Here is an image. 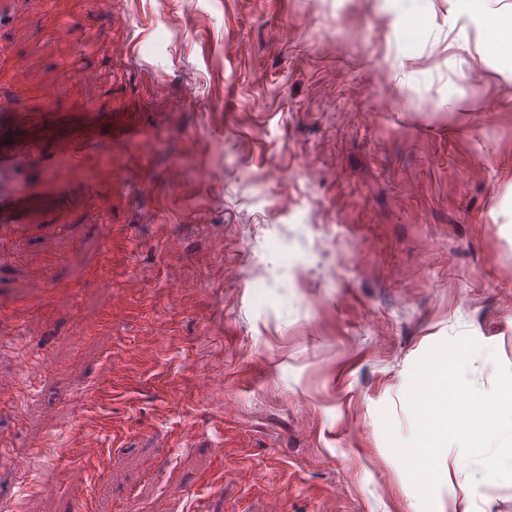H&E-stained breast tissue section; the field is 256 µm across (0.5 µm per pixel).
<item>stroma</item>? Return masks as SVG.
<instances>
[{
    "instance_id": "obj_1",
    "label": "stroma",
    "mask_w": 512,
    "mask_h": 512,
    "mask_svg": "<svg viewBox=\"0 0 512 512\" xmlns=\"http://www.w3.org/2000/svg\"><path fill=\"white\" fill-rule=\"evenodd\" d=\"M0 96L47 152L112 142L20 184L0 512H422L381 408L413 436L412 370L446 339L496 350L481 391L512 366V0H0ZM440 474L436 512H512V481ZM71 164L78 168L87 156H104L111 153V142L95 137L78 136L71 149L63 150ZM102 426L94 409L87 410L83 429L84 437L81 441L80 448H74V452L87 460H93L98 453L99 443L97 436Z\"/></svg>"
}]
</instances>
